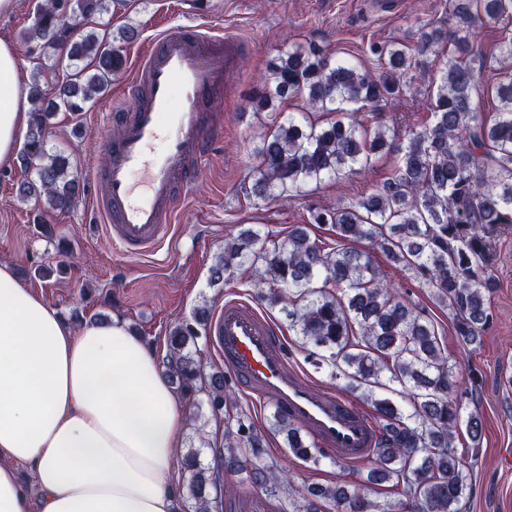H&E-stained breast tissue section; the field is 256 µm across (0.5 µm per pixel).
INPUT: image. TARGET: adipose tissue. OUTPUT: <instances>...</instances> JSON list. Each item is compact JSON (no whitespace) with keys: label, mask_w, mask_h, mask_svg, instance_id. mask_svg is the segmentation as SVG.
I'll list each match as a JSON object with an SVG mask.
<instances>
[{"label":"adipose tissue","mask_w":512,"mask_h":512,"mask_svg":"<svg viewBox=\"0 0 512 512\" xmlns=\"http://www.w3.org/2000/svg\"><path fill=\"white\" fill-rule=\"evenodd\" d=\"M29 124L0 38V164ZM181 397L122 320L72 327L0 262V512H171Z\"/></svg>","instance_id":"1"}]
</instances>
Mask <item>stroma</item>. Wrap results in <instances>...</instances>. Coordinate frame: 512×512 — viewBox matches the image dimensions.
Instances as JSON below:
<instances>
[{
	"label": "stroma",
	"instance_id": "1",
	"mask_svg": "<svg viewBox=\"0 0 512 512\" xmlns=\"http://www.w3.org/2000/svg\"><path fill=\"white\" fill-rule=\"evenodd\" d=\"M37 2L17 0L11 13L0 15V38L12 43L25 76H37L40 88L49 94L63 71L50 60L32 61L23 40ZM447 17L448 0H402L399 13L384 17L372 14L367 0H125L124 7L111 10L102 21L114 30L126 24L139 28V39L123 48L127 60H134L144 49L155 28L200 20L232 31L247 45L232 79L233 91L224 100V140L199 172L187 207L178 217L179 244L137 261L128 259L95 224L91 195H84L65 213H51L35 200L19 198L17 184L25 174L14 161L0 165V261L11 262L23 284L40 293L62 316H70L78 307L92 315L121 317L160 356L166 351V333L176 321L201 305L217 310L225 295L238 294L277 325L293 366L306 382L343 393V385L330 378L328 367L317 364L300 347L278 309L258 298L250 272H236L214 286L209 282L210 268L223 254L225 241L251 226L281 241L291 225L304 224L311 238L329 241L326 225L311 223V210L370 193L390 176L395 158L383 156L360 174L295 197L256 201L250 193L252 149L267 117L254 114L251 101L278 51L314 44L332 60L352 61L377 75L382 68L371 45ZM442 66V61L432 62L429 81L416 83L387 106V123L397 138H404L409 128L429 123L430 81L438 77ZM125 79V74H118L108 91L85 111H61L50 121L49 146L69 155L73 173L85 185H92L95 171L108 158L106 143L98 135L108 112L117 104L126 109L135 105L134 97L122 91ZM40 265L54 268V275L39 277L36 268ZM382 269L406 298L426 308L449 358L482 376L477 411L483 435L463 512H512V234L497 246L494 274L499 287L488 302L492 324L480 346L470 351L452 335L447 308L419 287L409 272L387 263ZM237 401L239 411L266 435V462L283 467L296 484H328L352 473V466L338 464L328 455L316 465L297 459L282 435L268 431L273 407H255L242 393ZM223 512H288V501L242 486L225 495Z\"/></svg>",
	"mask_w": 512,
	"mask_h": 512
}]
</instances>
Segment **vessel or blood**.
<instances>
[{
    "instance_id": "b4317fda",
    "label": "vessel or blood",
    "mask_w": 512,
    "mask_h": 512,
    "mask_svg": "<svg viewBox=\"0 0 512 512\" xmlns=\"http://www.w3.org/2000/svg\"><path fill=\"white\" fill-rule=\"evenodd\" d=\"M245 48L230 32L184 25L162 30L136 57L125 89L137 107L114 108L101 130L109 161L93 204L113 247L128 258L172 241L198 169L224 139L220 114ZM208 333L245 393L272 405L336 460L357 464L370 457L373 421L346 397L306 384L276 325L258 309L225 299Z\"/></svg>"
}]
</instances>
